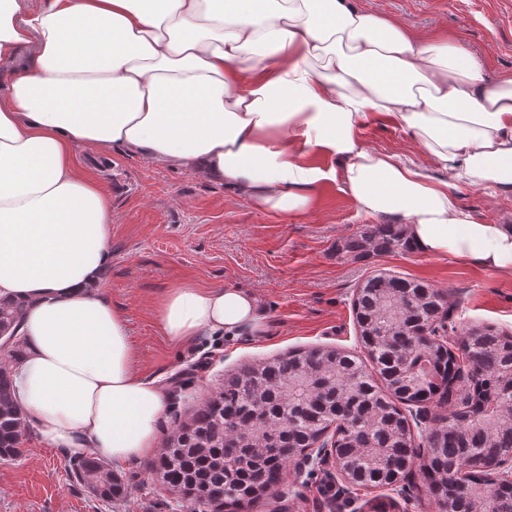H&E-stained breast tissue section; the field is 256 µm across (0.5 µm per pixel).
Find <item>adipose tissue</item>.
<instances>
[{"label": "adipose tissue", "instance_id": "1", "mask_svg": "<svg viewBox=\"0 0 512 512\" xmlns=\"http://www.w3.org/2000/svg\"><path fill=\"white\" fill-rule=\"evenodd\" d=\"M0 301L23 304L16 405L48 448L116 466L149 455L170 403L135 372L102 288L109 196L83 150H136L247 191L314 206L342 179L358 213L396 214L413 248L512 273V225L461 209V185L512 194V77L356 0H0ZM444 173L364 146L380 119ZM342 161V169L315 158ZM255 294L186 282L154 307L161 336L259 333Z\"/></svg>", "mask_w": 512, "mask_h": 512}]
</instances>
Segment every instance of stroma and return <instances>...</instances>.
<instances>
[{
	"instance_id": "stroma-1",
	"label": "stroma",
	"mask_w": 512,
	"mask_h": 512,
	"mask_svg": "<svg viewBox=\"0 0 512 512\" xmlns=\"http://www.w3.org/2000/svg\"><path fill=\"white\" fill-rule=\"evenodd\" d=\"M362 8L404 21L414 30L448 32L477 59L486 77L512 76V0H359ZM365 146L398 152L420 164L429 158L399 128L378 121L360 133ZM112 204V262L103 288L125 317L135 370L169 388L160 425L168 438L241 365L292 349L360 351L352 304L362 281L386 270L443 292L455 326L492 324L512 332V275L465 258H429L396 250L357 258L338 251L368 216L358 214L343 181L319 187L303 213L258 210L247 194L194 171L152 165L138 153L89 155ZM458 205L480 221L512 225V195L463 186ZM194 280L254 293L264 329L232 339L201 334L182 346L158 333L153 306L167 288ZM74 458L42 447L28 432L21 455L0 460V512H187L152 472V458L121 468L127 486L109 502L95 497L74 473ZM389 502V512H434L419 471L388 488L354 491L330 465L289 460L282 484L254 512H370L366 500Z\"/></svg>"
}]
</instances>
